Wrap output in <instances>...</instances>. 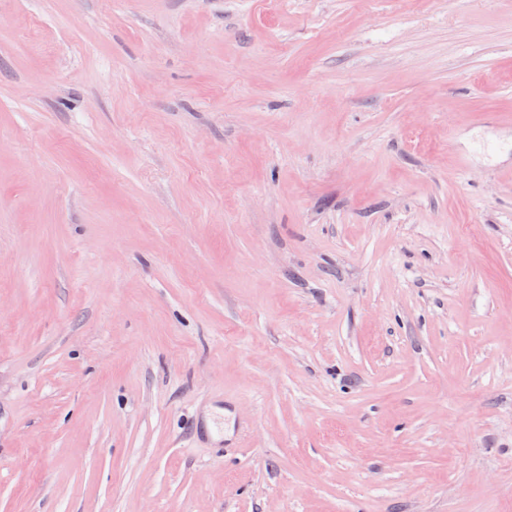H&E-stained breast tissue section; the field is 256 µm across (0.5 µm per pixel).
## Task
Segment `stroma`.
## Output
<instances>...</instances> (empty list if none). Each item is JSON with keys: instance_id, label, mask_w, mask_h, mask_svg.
Listing matches in <instances>:
<instances>
[{"instance_id": "35a3bbf8", "label": "stroma", "mask_w": 512, "mask_h": 512, "mask_svg": "<svg viewBox=\"0 0 512 512\" xmlns=\"http://www.w3.org/2000/svg\"><path fill=\"white\" fill-rule=\"evenodd\" d=\"M0 512H512V0H0Z\"/></svg>"}]
</instances>
